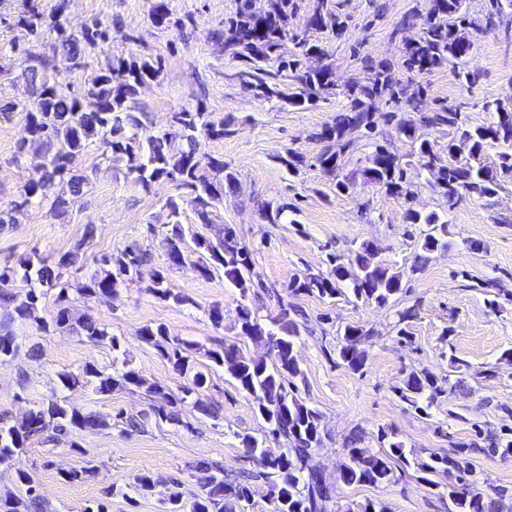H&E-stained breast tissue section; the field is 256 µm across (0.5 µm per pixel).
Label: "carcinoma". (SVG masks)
Segmentation results:
<instances>
[{
  "mask_svg": "<svg viewBox=\"0 0 512 512\" xmlns=\"http://www.w3.org/2000/svg\"><path fill=\"white\" fill-rule=\"evenodd\" d=\"M490 4L484 30L495 31L500 28V17L505 10L512 11V0H490ZM289 5L290 0H268L262 6L258 0H244L236 14L224 21L223 28L213 33V38L232 58L245 63L246 69L240 71L239 76L252 87L256 97H276L300 107L336 94V80L331 68L311 64V60L323 54L320 45L296 34L288 36ZM66 9V0H57L48 13L42 9L40 0H20L12 23L22 32V38L13 39L9 50L25 65L31 93L23 103L0 105V112L27 113L24 140L44 150L45 162L40 175L25 184L22 200L0 210V224L14 223L13 213L24 206L42 204L40 191L44 182L56 181L61 186V192L51 203L53 210L66 208L71 200L82 195L87 177L78 170L77 159L93 144L126 159L135 182L143 188L164 181L185 190L200 223H210L211 209L224 202V189L236 190V178L225 171L223 161L215 158L203 161L197 153V141L201 135L224 137L228 132L227 124L198 105L173 113L169 130L157 135L151 133L143 120L144 113L136 111L132 102L139 88L160 76L163 68L160 57L114 54L100 67L88 88L80 91L71 88L60 76L85 67L87 59L111 42L112 33L119 29L112 21L96 19L80 32L69 33L64 27ZM149 17L156 28H167L170 24L167 0H150ZM307 25L335 36L345 29V22L328 7L327 0H317ZM471 26L466 0H431L421 34L405 42L402 48L401 68L408 73L407 84L391 81L390 69L382 66L375 71L371 84H351L344 88L343 93L351 99L349 109L322 128L319 138L328 145L316 157V163L336 177V193L354 188L356 178L360 177L363 182L383 187L392 195L412 197L401 158L382 144L374 147L364 167L343 173V156L353 144L348 136L362 130L370 134L380 120L395 125L398 135L417 144L419 158L431 170L433 187L448 199L450 208L465 194L491 197L504 179L512 178V108L503 101L496 99L485 103L486 109L494 110L495 118L482 126L468 125L461 113L451 106H442L422 116V122L428 127L448 128L447 161L444 163L435 151V144L417 134L416 125L405 118L410 112L421 111L422 92L415 80L421 74L450 66L459 81L469 87L477 83L478 76L464 68L472 47ZM47 30L56 34L50 55L34 48V43ZM287 38L294 42L295 51L285 60L279 54V47ZM274 60L278 62V71L288 72V77L293 79L286 92L266 81L270 74L266 66ZM379 98L405 106V113L376 114L373 103ZM489 148L498 149L497 162L492 166L482 164ZM205 167L213 176L201 173ZM407 219L412 224L426 226L420 245L422 253L417 255V264L410 270L395 268L378 259V247L364 242L346 261L338 256L330 257L327 273L290 282L287 294L316 295L334 303L342 296L341 283L349 280L356 300L387 304L403 293L407 272L417 271L427 254L448 248V221L436 213L423 215L412 208L408 209ZM192 240L195 249L204 254V262L198 265L201 276L221 272L241 296L251 293L256 282L250 253L237 241L232 228H225L224 236L216 240L195 234ZM165 246L170 264L184 262L186 238L180 225H172L171 235L165 237ZM75 260L73 253H65L50 264L43 261L35 264L24 258L19 260V268L0 275V306L11 305L14 311L9 321L0 324V361L15 356L13 324L29 319L39 299L54 290L57 291L55 309L50 318L42 321L41 329L77 333L92 343L108 339L104 327L89 316H74L67 305L65 276ZM146 261V254L130 246L117 258L105 254L99 259V274L84 283L82 291L87 295L114 298L120 286L137 282L139 269ZM17 281L29 286L22 300L13 287ZM147 289L160 301L187 302L167 287L161 270L154 271ZM274 296L282 305L276 328L261 322L250 308L242 306L234 325L236 341L203 353L252 398L255 410L268 425L266 437L242 436L246 451L257 462L259 470L247 473L241 480L229 481L224 477L222 466L208 467L212 472V487L201 491L193 512H249L253 506L252 482L258 479L280 490L287 503L284 512H327V503L336 496V486L327 483L317 459V449L312 447V443L322 442L321 414L298 394L297 381H305V375L295 356V348L296 340L306 327L290 317L288 306L279 293ZM140 336L143 343L186 376L192 386L175 393L160 384L147 382L132 369L113 375L89 366L83 375L93 378L102 393L129 387L144 390L158 403V415L172 420L174 415L166 412V408L187 403L188 396L206 384V374L196 367L197 348L169 335L162 324L142 328ZM370 339V333L361 327L345 326L336 346V363L354 372L361 371L366 361L363 345ZM250 343L267 350L269 358L262 361L244 351ZM395 392L402 401L424 411L426 407L419 405V401H432L444 389L434 374L421 369L408 373L395 387ZM106 426L108 422L95 414L69 409L57 402L29 410L13 424L0 417V465H15L32 438L56 442L75 429ZM269 436L283 442L286 448L278 454L271 453L265 447ZM359 441L355 433L344 441L347 460L340 463L339 470L341 481L347 486L380 487L398 480L402 469L412 468L421 481L437 488L439 484L430 476L442 472L458 478V482L448 484V498L456 512H512V496L482 492L476 486L468 462L460 458L431 454L425 460L410 459L400 442L390 441L385 449L374 452L357 447ZM15 475L17 481L26 486V496H0V512H45L46 506L41 503L29 474L18 467Z\"/></svg>",
  "mask_w": 512,
  "mask_h": 512,
  "instance_id": "carcinoma-1",
  "label": "carcinoma"
}]
</instances>
